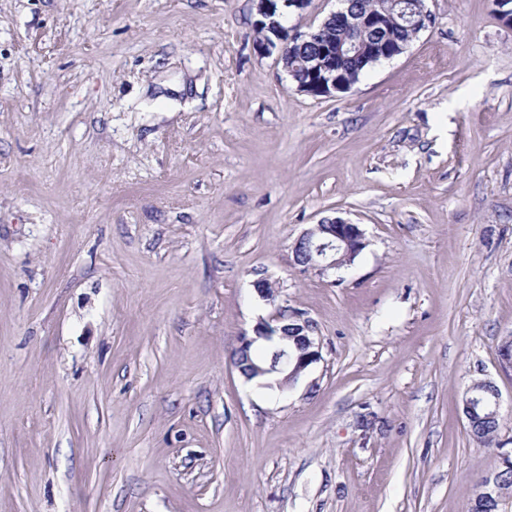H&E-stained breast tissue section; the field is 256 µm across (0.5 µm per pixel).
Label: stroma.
Masks as SVG:
<instances>
[{"mask_svg":"<svg viewBox=\"0 0 512 512\" xmlns=\"http://www.w3.org/2000/svg\"><path fill=\"white\" fill-rule=\"evenodd\" d=\"M427 7L315 97L250 0H0V512H467L512 451V26ZM334 217L364 250L300 271ZM261 277L321 345L283 390L232 364ZM366 246L360 225L340 217L320 220L295 241L294 264L321 274L350 265ZM500 393L497 387L488 393V395L472 396L468 389L463 402V413L468 422L475 416L476 409L487 410L494 414H499Z\"/></svg>","mask_w":512,"mask_h":512,"instance_id":"stroma-1","label":"stroma"}]
</instances>
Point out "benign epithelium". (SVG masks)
Returning <instances> with one entry per match:
<instances>
[{"mask_svg":"<svg viewBox=\"0 0 512 512\" xmlns=\"http://www.w3.org/2000/svg\"><path fill=\"white\" fill-rule=\"evenodd\" d=\"M255 10L257 27H264L272 34V38L256 45L259 55H266L278 50V60L283 68H288L289 44H304L307 39L317 37L315 33H301L285 25L286 14H302L309 6L310 0H252ZM353 0H340V7L329 14L325 22L349 32H357L367 27L372 18L360 13L352 7ZM399 17L410 27L423 31L433 22L425 0H401ZM363 55L372 62L376 54L367 53L361 43L355 39L334 44L311 56L299 55L295 62L301 67L302 73L317 80V84L297 81V90L316 96H331L343 93L351 85L336 81L332 69L336 59L348 54ZM366 246L365 233L360 225L340 217L319 221L306 229L295 241L293 247L294 264L302 270L315 269L322 274L330 270H339L350 265ZM258 295L272 307L268 317L263 318L254 328V335H242L238 339V350L247 352L259 341L271 336L277 337L283 347V359L271 361L256 367L261 376L277 375L276 385L281 388L290 387L306 373L315 363L321 360L320 343L315 339L317 328L315 323L302 313L278 302V291L265 279L254 282ZM500 393L494 389L488 394L471 395L466 392L463 402V413L470 420L479 409L494 414L499 413Z\"/></svg>","mask_w":512,"mask_h":512,"instance_id":"7a95c632","label":"benign epithelium"}]
</instances>
